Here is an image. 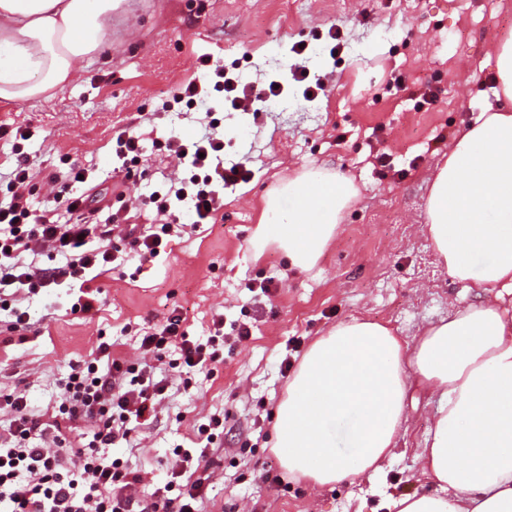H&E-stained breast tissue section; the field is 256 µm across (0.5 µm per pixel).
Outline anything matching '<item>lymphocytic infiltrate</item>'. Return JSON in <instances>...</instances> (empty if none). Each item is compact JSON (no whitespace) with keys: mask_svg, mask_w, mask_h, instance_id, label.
I'll return each mask as SVG.
<instances>
[{"mask_svg":"<svg viewBox=\"0 0 512 512\" xmlns=\"http://www.w3.org/2000/svg\"><path fill=\"white\" fill-rule=\"evenodd\" d=\"M200 65L202 77L178 87L174 103L206 106L213 93L225 92L233 110L250 112L257 103L280 94L273 85L267 92L253 93L240 77L211 65L208 57H201ZM168 148L179 175L149 197L166 221L126 234L130 251L142 256H159L167 238L183 233L185 227L175 221L177 204L189 205L192 229L215 223L225 189L251 176L245 163H225L224 135L219 131L193 141L175 137ZM30 179L26 157H18L0 196V307L8 308L16 329L30 320L16 295L44 288L73 289L71 313L91 314L100 303L93 283L110 273L115 263L109 225L83 220L85 196L58 199L68 215L60 224L52 210L30 208L24 197ZM38 243L62 256L61 265L39 268L25 263L23 253ZM183 322L182 314L169 315L154 332L144 334L141 346L155 362L176 354L180 374L189 377L219 362L217 341L224 335V321L215 320L214 332L204 342L188 336ZM165 390L166 379L153 365L128 364L113 356L111 342L104 340L92 360L72 367L56 420L44 421L23 395L1 394L0 410H8L10 422L8 438L0 441V512H199L200 482L185 484L181 477L188 469L199 468L202 449H175L171 480L140 506L134 499L140 475L110 454L155 418Z\"/></svg>","mask_w":512,"mask_h":512,"instance_id":"obj_1","label":"lymphocytic infiltrate"}]
</instances>
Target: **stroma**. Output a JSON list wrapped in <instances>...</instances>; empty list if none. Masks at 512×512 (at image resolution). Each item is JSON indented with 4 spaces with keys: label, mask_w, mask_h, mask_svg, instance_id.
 Masks as SVG:
<instances>
[{
    "label": "stroma",
    "mask_w": 512,
    "mask_h": 512,
    "mask_svg": "<svg viewBox=\"0 0 512 512\" xmlns=\"http://www.w3.org/2000/svg\"><path fill=\"white\" fill-rule=\"evenodd\" d=\"M332 27L345 41L334 56ZM510 34L512 0H128L105 57L84 63L77 80L49 99L0 105V172L27 157L32 206L89 191L108 205L98 223H160L146 200L177 171L167 143L199 131L185 106L163 105L196 77L198 57L258 90L279 80L284 92L258 114L225 109V158L250 151L257 159L249 182L225 191L213 229L171 237L154 259L130 253L113 233L124 260L98 279L93 314H71L65 288L26 299V329L10 330L0 311V391L20 392L45 412L100 338L138 364L141 336L172 310L194 336L208 335L220 316L222 361L187 386L167 370L156 418L139 429L135 448L114 451L144 476L145 492L165 485L174 448L195 447L199 425L213 415L224 428L206 450L201 512H388L389 497L437 492L421 453L438 397L417 387L380 474L332 486L289 475L272 448L290 379L281 364L299 365L316 339L353 318L389 326L409 344L452 311L483 302L439 263L423 224L429 179L449 141L498 105L488 56ZM298 42L306 46L300 58ZM298 61L324 77V95L304 98L290 75ZM426 93L433 102L423 101ZM18 126L29 140L15 139ZM125 128L140 137L136 156L116 153ZM74 166L87 170L89 185L68 180ZM314 167L352 180L359 193L317 266L300 271L275 247L257 250L251 237L266 193ZM242 326L250 330L243 340Z\"/></svg>",
    "instance_id": "35a3bbf8"
}]
</instances>
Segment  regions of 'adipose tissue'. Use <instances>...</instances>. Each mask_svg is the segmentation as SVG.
<instances>
[{
    "mask_svg": "<svg viewBox=\"0 0 512 512\" xmlns=\"http://www.w3.org/2000/svg\"><path fill=\"white\" fill-rule=\"evenodd\" d=\"M123 0H0V104L62 90L110 43ZM500 108L448 145L425 233L456 280L488 301L403 346L388 326L352 319L317 339L288 383L275 444L289 474L317 485L379 472L407 420L411 386L437 393L425 466L441 492L390 498L393 512H512V36L492 50ZM358 189L312 168L267 194L254 232L292 268L313 269ZM487 256L475 267L476 256ZM348 422L349 453L336 426Z\"/></svg>",
    "mask_w": 512,
    "mask_h": 512,
    "instance_id": "1",
    "label": "adipose tissue"
}]
</instances>
